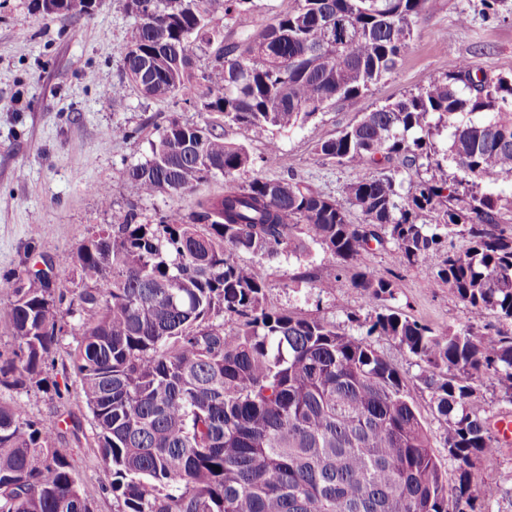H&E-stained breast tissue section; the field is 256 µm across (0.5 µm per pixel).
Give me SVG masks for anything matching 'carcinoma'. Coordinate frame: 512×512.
I'll return each instance as SVG.
<instances>
[{"instance_id":"cac0c4a2","label":"carcinoma","mask_w":512,"mask_h":512,"mask_svg":"<svg viewBox=\"0 0 512 512\" xmlns=\"http://www.w3.org/2000/svg\"><path fill=\"white\" fill-rule=\"evenodd\" d=\"M78 16L90 0H43ZM425 0H294L256 35L246 33L250 0H126L138 18L123 52L125 76L144 96H180L224 119L189 125L171 119L131 166L141 196L183 194L224 176V191L195 209L144 224L128 211L72 256L82 287L72 298L36 278L0 279L14 301L5 319L15 345L0 360V389L40 387L48 358L62 347L65 318L78 337L66 351L92 414L119 512H482L475 462L498 447L477 404L495 376L512 404V333L435 329L389 304L397 284L361 269L377 245L396 268L418 264L462 235L429 270L470 313L512 323V76L490 79L467 65L435 76L318 144L327 160L358 170L345 188L357 224L335 199L301 180L237 175L248 151L225 126L254 136L290 131L328 109H357L395 70ZM223 16L237 41L214 25ZM215 63L196 81L202 45ZM479 114L481 118L473 119ZM462 179L398 178L432 165L435 132ZM443 211V221L420 218ZM332 258L305 271L319 292L336 288V269L371 312L366 336L332 322L266 305V278L237 260L281 253L310 263L312 246ZM235 327L224 328V318ZM387 336L418 367L443 433L434 436L399 368L370 336ZM59 421L24 418L0 397V512H90L76 488ZM440 444L455 476L435 453Z\"/></svg>"}]
</instances>
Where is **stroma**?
I'll return each mask as SVG.
<instances>
[{
  "label": "stroma",
  "mask_w": 512,
  "mask_h": 512,
  "mask_svg": "<svg viewBox=\"0 0 512 512\" xmlns=\"http://www.w3.org/2000/svg\"><path fill=\"white\" fill-rule=\"evenodd\" d=\"M136 27L125 0H95L81 16H46L34 10L33 0H0V279L26 278L49 261L56 287L75 288L79 273L71 263L73 252L120 213L132 207L142 220L155 222L168 210L188 212L198 197L221 193L219 175L183 195L143 197L128 181V167L149 157L158 127L175 116L198 125L210 118L180 99L148 98L127 84L122 53ZM464 62L491 78L512 76V0H502L493 11L481 0H426L397 69L371 87L358 110L339 107L300 129L275 134L276 163L263 162L266 140L244 126L226 127L227 140L246 146L254 161L238 182L293 177L346 203L345 188L358 173L323 160L318 143L355 123L361 113L418 91L431 77L454 72ZM118 126L129 130V137L115 136ZM94 184L107 186L109 204L91 192ZM241 259L266 276L268 306L361 335L351 317L366 315L370 303L353 288L351 270L341 271L333 292L325 294L299 280L295 259L271 262L248 253ZM442 259L431 253L419 265L397 270L385 251L374 249L361 264L396 275L394 304L409 318L436 329L498 325L494 314L472 315L447 288L430 285L427 273ZM44 376L42 387L12 393V400L28 419L64 417L56 445L67 450L80 493L92 512H118L112 474L100 457L92 415L65 351L56 353ZM475 472L485 492V512H512V448L482 458Z\"/></svg>",
  "instance_id": "obj_1"
}]
</instances>
